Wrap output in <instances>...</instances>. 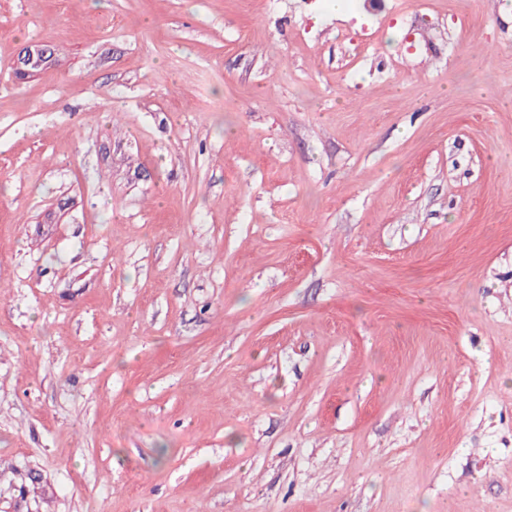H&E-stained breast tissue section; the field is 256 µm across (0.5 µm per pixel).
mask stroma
I'll return each mask as SVG.
<instances>
[{"mask_svg":"<svg viewBox=\"0 0 512 512\" xmlns=\"http://www.w3.org/2000/svg\"><path fill=\"white\" fill-rule=\"evenodd\" d=\"M0 512H512V0H0ZM52 60V54L47 45H38L28 49L18 57L16 71L19 73H32L46 66Z\"/></svg>","mask_w":512,"mask_h":512,"instance_id":"35a3bbf8","label":"stroma"}]
</instances>
